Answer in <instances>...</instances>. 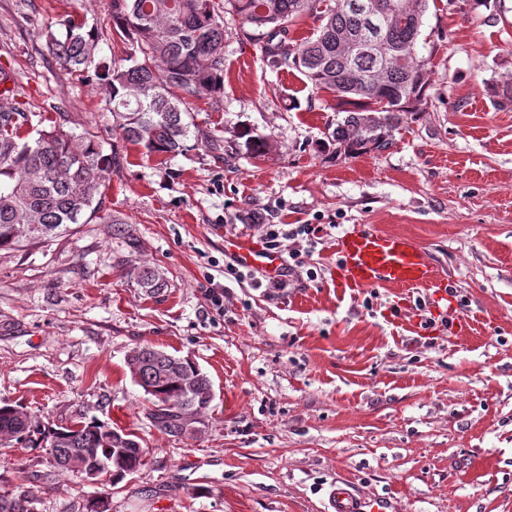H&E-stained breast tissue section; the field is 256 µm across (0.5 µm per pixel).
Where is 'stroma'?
<instances>
[{"instance_id": "stroma-1", "label": "stroma", "mask_w": 512, "mask_h": 512, "mask_svg": "<svg viewBox=\"0 0 512 512\" xmlns=\"http://www.w3.org/2000/svg\"><path fill=\"white\" fill-rule=\"evenodd\" d=\"M98 31V57L125 45L111 0H0V109L24 136L90 131L117 166L102 209L127 231L80 224L42 244L0 249V405L53 425L98 421L134 433L147 463L117 484L73 480L37 448H1L0 492L23 469L34 512H332L337 482L382 512H512V0H430L428 84L392 146L345 155L331 133L347 102L297 70H271L239 17H224L220 107L196 101L184 151L146 157L102 88L44 49L58 17ZM251 127L269 144L217 158L206 140ZM317 224L297 238L316 279L266 295L224 276V241L261 240L256 216ZM353 224L402 233L430 253L443 298L336 286V238ZM145 267L168 286L146 292ZM224 294L223 310L206 298ZM434 323L425 327L416 302ZM190 357L214 400L172 436L146 415L130 352Z\"/></svg>"}]
</instances>
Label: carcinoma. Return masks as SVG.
Segmentation results:
<instances>
[{
    "label": "carcinoma",
    "mask_w": 512,
    "mask_h": 512,
    "mask_svg": "<svg viewBox=\"0 0 512 512\" xmlns=\"http://www.w3.org/2000/svg\"><path fill=\"white\" fill-rule=\"evenodd\" d=\"M112 0L113 31L129 42L128 51L97 59L98 35L83 19L65 16L50 24L45 46L60 64L86 81L104 86L106 108L116 116L126 140L148 156L183 150L192 123L189 106L224 91V14L233 13L249 26L243 35L262 44L268 65L300 70L317 90L350 101L354 110L336 122L332 138L349 156L381 151L393 144L404 118L420 110L427 90L420 62V37L429 0H413L414 14L405 17L406 0ZM308 13L318 23L313 36L298 41L290 27ZM394 15L381 30L379 16ZM21 113L0 111V248L46 242L74 224L99 219L122 233V221L101 213L102 187L112 164L90 132L20 133ZM229 154L240 146L260 157L266 139L245 127L238 139L208 142ZM18 224L36 225L32 236ZM139 285L152 292L167 287L158 271L143 268ZM127 366L147 396V415L160 431L179 435L210 409L212 383L189 357L153 347L134 349ZM54 442L49 463L81 476V465L97 455L123 457L124 466L99 469L98 476L117 483L145 465L148 449L135 435L97 421L55 427L38 416L9 405L0 406V445L44 448ZM35 494L21 483L0 493V512H32Z\"/></svg>",
    "instance_id": "obj_1"
}]
</instances>
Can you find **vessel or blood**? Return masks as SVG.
Returning <instances> with one entry per match:
<instances>
[{"mask_svg": "<svg viewBox=\"0 0 512 512\" xmlns=\"http://www.w3.org/2000/svg\"><path fill=\"white\" fill-rule=\"evenodd\" d=\"M241 265L274 276L285 265L283 257L243 238L224 242ZM336 285L344 290L395 288L440 291L443 276L423 246L413 238L385 233L369 224H355L336 239ZM335 512H364L351 488L337 484L333 492Z\"/></svg>", "mask_w": 512, "mask_h": 512, "instance_id": "1", "label": "vessel or blood"}]
</instances>
